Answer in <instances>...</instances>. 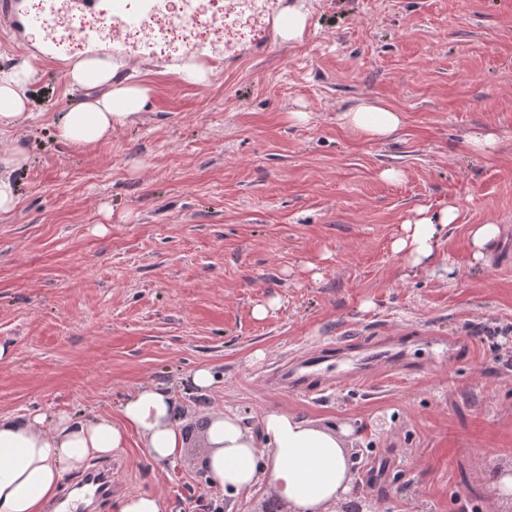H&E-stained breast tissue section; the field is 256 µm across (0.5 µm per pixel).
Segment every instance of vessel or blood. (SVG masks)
Listing matches in <instances>:
<instances>
[{
  "label": "vessel or blood",
  "instance_id": "b4317fda",
  "mask_svg": "<svg viewBox=\"0 0 512 512\" xmlns=\"http://www.w3.org/2000/svg\"><path fill=\"white\" fill-rule=\"evenodd\" d=\"M63 3L64 11L52 9L34 15L27 10L25 0H0V21H8L20 35L28 28H40L43 41L48 45L62 44L74 35L93 47L114 46L121 43L133 28L141 30L149 41L156 35V29L148 19L160 9V0H63ZM257 8L258 0H224L223 9L216 11L211 18L216 38L224 36L225 15ZM430 343L452 360L470 355L467 344L452 336H435ZM388 366L409 375L418 371L421 364L408 357L404 342L380 340L352 358L333 350H322L291 359L278 365L271 383L276 388L309 396L321 391L327 375H334L340 387L366 384L382 376L384 368ZM111 492L110 473L104 470L92 472L84 480L79 496L59 501L54 506V512H85L87 500Z\"/></svg>",
  "mask_w": 512,
  "mask_h": 512
}]
</instances>
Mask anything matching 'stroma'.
Wrapping results in <instances>:
<instances>
[{
  "label": "stroma",
  "mask_w": 512,
  "mask_h": 512,
  "mask_svg": "<svg viewBox=\"0 0 512 512\" xmlns=\"http://www.w3.org/2000/svg\"><path fill=\"white\" fill-rule=\"evenodd\" d=\"M284 2L307 15L302 41L258 39L250 21L231 46L206 37L207 63L139 37L100 49L149 97L78 148L54 133L87 93L67 84L73 51L36 63L37 116L0 136L1 153L17 138L30 152L19 202L0 214V414H114L140 386L167 389L179 457L156 461L134 435L111 459L114 494H157L166 512H260L272 499L262 485L231 504L201 478L226 410L256 434L272 412L342 430L364 450L358 494L394 512H507L512 0ZM364 101L400 112L391 138L342 124ZM478 135L493 149L473 151ZM451 202L458 220L430 265L394 252L417 210ZM488 223L505 231L480 264L469 229ZM384 334L460 337L473 356L424 350L416 374L311 396L265 383L289 356ZM202 367L207 390L191 381Z\"/></svg>",
  "instance_id": "obj_1"
}]
</instances>
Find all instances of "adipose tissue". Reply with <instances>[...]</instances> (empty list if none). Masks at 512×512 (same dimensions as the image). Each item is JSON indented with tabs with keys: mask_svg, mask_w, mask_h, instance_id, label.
<instances>
[{
	"mask_svg": "<svg viewBox=\"0 0 512 512\" xmlns=\"http://www.w3.org/2000/svg\"><path fill=\"white\" fill-rule=\"evenodd\" d=\"M35 74L28 62L0 69V135L28 118L27 87ZM67 78L76 86L92 78L107 87L105 93L89 97L60 117L55 136L74 145L108 139L114 124L139 113L148 97L144 84L113 83L112 64L105 58L81 60ZM341 120L366 140L387 139L401 125L399 113L372 102L342 113ZM27 158L26 146L19 143L0 155V213L12 211L18 203L12 174ZM456 219L457 209L452 205L432 215L418 211L405 224L404 237L394 245L396 252L415 266L431 262L438 226ZM262 431L265 439L260 442L236 414L223 412L213 418L208 429L213 487L234 498L264 484L288 512H336L353 484L351 461L341 436L276 412L263 417ZM133 432L142 436L155 460L178 457L184 438L173 395L155 387L141 388L128 396L114 417L67 412L51 417L38 412L0 416V512H44L46 504L58 498L64 475L79 474L92 460L119 453Z\"/></svg>",
	"mask_w": 512,
	"mask_h": 512,
	"instance_id": "1",
	"label": "adipose tissue"
}]
</instances>
